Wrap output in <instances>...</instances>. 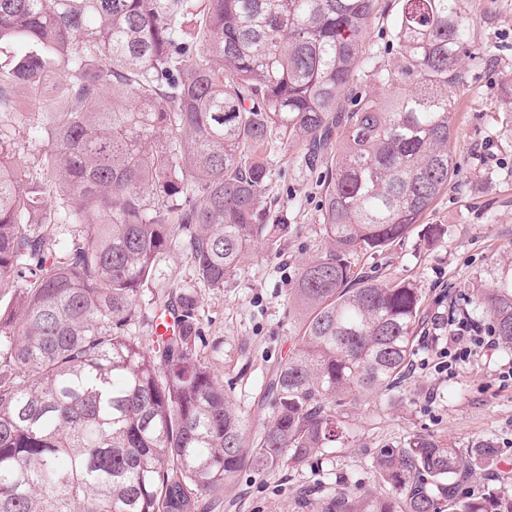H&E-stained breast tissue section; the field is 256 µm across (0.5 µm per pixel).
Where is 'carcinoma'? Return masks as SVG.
I'll return each instance as SVG.
<instances>
[{
    "label": "carcinoma",
    "instance_id": "obj_1",
    "mask_svg": "<svg viewBox=\"0 0 512 512\" xmlns=\"http://www.w3.org/2000/svg\"><path fill=\"white\" fill-rule=\"evenodd\" d=\"M377 6L0 0V49H20L0 65V110L19 90L44 104L48 74L65 75L60 103L28 128L47 143L46 175L25 174L0 119V512H198L246 466L298 468L343 445L353 427L336 408L396 392L422 291L356 273L355 257L405 237L448 188L453 89L483 47L458 0H402L401 65L379 69L366 50ZM276 128L311 154L341 136L323 179L327 249L298 271L292 350L267 384L274 414L252 433L199 357L196 286L224 287L255 242L288 234L266 197ZM174 250L193 283L154 293ZM471 297L512 350L511 254ZM498 463L488 439L415 435L376 453L380 491L317 499L322 512H512L492 489L447 494Z\"/></svg>",
    "mask_w": 512,
    "mask_h": 512
}]
</instances>
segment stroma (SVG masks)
<instances>
[{
    "mask_svg": "<svg viewBox=\"0 0 512 512\" xmlns=\"http://www.w3.org/2000/svg\"><path fill=\"white\" fill-rule=\"evenodd\" d=\"M401 0H379L366 47L381 68L396 63L394 22ZM471 37L484 54L466 60L454 90L457 134L451 149L459 165L415 229L387 248L360 255L356 270L377 280L408 279L424 295L413 364L395 399H368L349 409L356 438L347 447L312 457L298 469L245 467L207 501V512H306V489L347 486L378 490L372 458L413 435H430L459 448L492 439L500 459L512 463V351L461 362L448 373L428 363L437 338L447 336L449 309H464L477 277L512 250V100L501 94L512 78V0H458ZM13 135L17 162L38 171L47 151L31 139V108L17 99ZM268 201L289 232L275 248L255 244L223 288L198 291L201 354L224 384L230 402L251 420L270 416L261 384L292 347L290 292L299 268L324 251L322 186L303 149L272 134ZM442 235H432L433 227Z\"/></svg>",
    "mask_w": 512,
    "mask_h": 512,
    "instance_id": "obj_1",
    "label": "stroma"
}]
</instances>
